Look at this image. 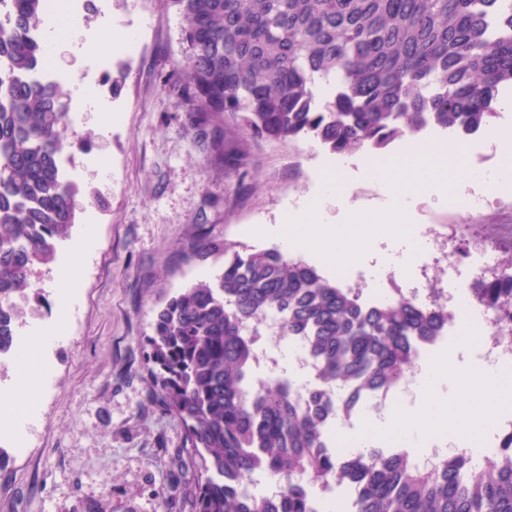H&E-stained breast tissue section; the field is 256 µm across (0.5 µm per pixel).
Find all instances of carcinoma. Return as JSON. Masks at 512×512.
<instances>
[{"mask_svg": "<svg viewBox=\"0 0 512 512\" xmlns=\"http://www.w3.org/2000/svg\"><path fill=\"white\" fill-rule=\"evenodd\" d=\"M182 21L187 131L224 157V119L258 137L311 136L332 154L381 150L429 127L468 136L498 115L512 88V0H164ZM46 0H12L0 22V355L13 347L15 299L51 264L81 207L59 166L68 105L32 73L45 46L32 33ZM331 86L321 104L315 87ZM199 253L224 255L215 283L165 296L143 338L153 393L184 428L197 467L192 512H316L310 492L348 484V512H512V460L474 471L463 455L425 467L405 452L346 455L325 443L323 394L304 406L278 379L247 381L246 330L267 311L276 337H309L325 386H397L414 344L444 321L405 296L373 308L276 248L238 250L201 230ZM492 308L512 306V269L481 284ZM288 476L274 502L242 493L256 474Z\"/></svg>", "mask_w": 512, "mask_h": 512, "instance_id": "cac0c4a2", "label": "carcinoma"}]
</instances>
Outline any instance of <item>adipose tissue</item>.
<instances>
[{"label":"adipose tissue","instance_id":"adipose-tissue-1","mask_svg":"<svg viewBox=\"0 0 512 512\" xmlns=\"http://www.w3.org/2000/svg\"><path fill=\"white\" fill-rule=\"evenodd\" d=\"M443 384L447 395H437L436 387ZM416 394V405L393 407L360 431L343 434L342 443L366 446L391 438L405 446H421L444 437L464 447L475 446L488 420L512 408V371L482 365L470 376L456 372L452 359L439 355L422 364Z\"/></svg>","mask_w":512,"mask_h":512}]
</instances>
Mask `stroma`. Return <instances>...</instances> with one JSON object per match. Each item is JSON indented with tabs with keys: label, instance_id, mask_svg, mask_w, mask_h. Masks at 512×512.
I'll list each match as a JSON object with an SVG mask.
<instances>
[{
	"label": "stroma",
	"instance_id": "35a3bbf8",
	"mask_svg": "<svg viewBox=\"0 0 512 512\" xmlns=\"http://www.w3.org/2000/svg\"><path fill=\"white\" fill-rule=\"evenodd\" d=\"M107 24L134 32L130 51L99 45ZM73 27L58 83L68 139L91 146L66 150L60 163L103 203L77 210L54 263L38 268L33 290L17 301L16 336L33 342L52 329L61 336L41 349L51 371L36 385L35 410L16 418V441H0V512H79L88 501L100 512H192L195 471L176 460L183 427L150 391L141 340L164 296L222 274L223 256L193 252L198 226L240 249L273 247L252 226L279 223L314 194L330 154L318 140L266 141L229 120L225 140L239 147L247 173L237 182L184 133L186 112L165 83L184 64L174 11L161 0H109L102 15L85 0ZM86 87L95 103L78 98ZM510 198L512 188L465 213L422 200L414 221L457 233L461 245L463 224L512 240ZM79 258L65 307L58 273Z\"/></svg>",
	"mask_w": 512,
	"mask_h": 512
}]
</instances>
